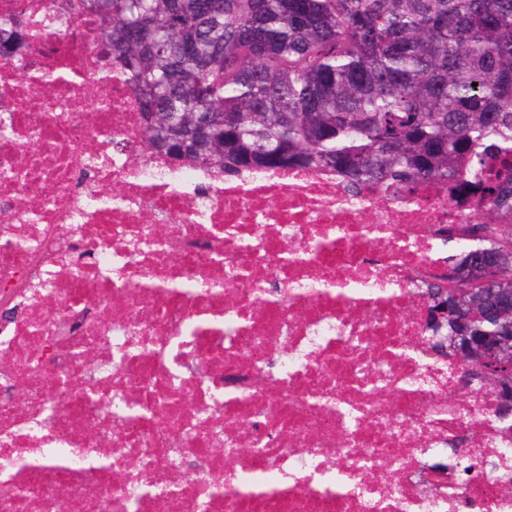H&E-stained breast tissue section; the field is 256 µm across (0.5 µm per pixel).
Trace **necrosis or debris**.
<instances>
[{"mask_svg":"<svg viewBox=\"0 0 512 512\" xmlns=\"http://www.w3.org/2000/svg\"><path fill=\"white\" fill-rule=\"evenodd\" d=\"M13 17L40 33L0 64V512H512V415L425 337L480 189L185 165L97 13Z\"/></svg>","mask_w":512,"mask_h":512,"instance_id":"necrosis-or-debris-1","label":"necrosis or debris"}]
</instances>
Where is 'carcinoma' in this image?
<instances>
[{
    "label": "carcinoma",
    "mask_w": 512,
    "mask_h": 512,
    "mask_svg": "<svg viewBox=\"0 0 512 512\" xmlns=\"http://www.w3.org/2000/svg\"><path fill=\"white\" fill-rule=\"evenodd\" d=\"M102 49L138 96L143 142L228 176L325 167L352 184L451 194L485 184L489 222L449 226L448 281L472 336H512V175H485L512 153V0H85ZM27 25L0 29V61L18 62ZM490 266L478 285L457 273ZM486 290L483 304L464 289ZM452 320L427 322L430 347Z\"/></svg>",
    "instance_id": "carcinoma-1"
}]
</instances>
